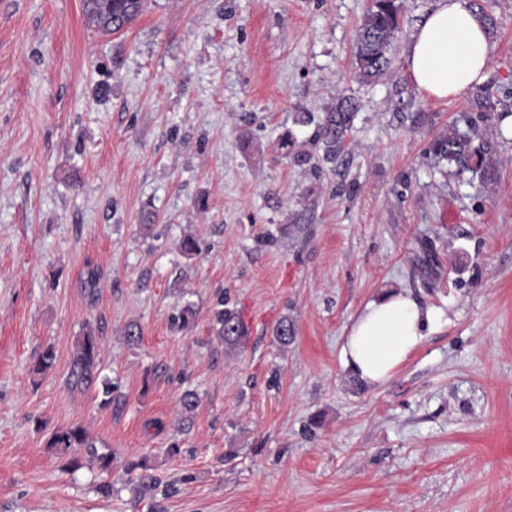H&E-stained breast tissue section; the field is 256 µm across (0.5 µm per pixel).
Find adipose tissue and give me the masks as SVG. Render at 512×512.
I'll use <instances>...</instances> for the list:
<instances>
[{
  "label": "adipose tissue",
  "mask_w": 512,
  "mask_h": 512,
  "mask_svg": "<svg viewBox=\"0 0 512 512\" xmlns=\"http://www.w3.org/2000/svg\"><path fill=\"white\" fill-rule=\"evenodd\" d=\"M491 43L470 0H438L417 25L407 51L418 90L444 99H465L486 81ZM439 313L409 292L391 290L367 301L352 317L340 358L346 370L368 385L390 380L437 325Z\"/></svg>",
  "instance_id": "1"
}]
</instances>
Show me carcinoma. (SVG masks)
<instances>
[{
  "label": "carcinoma",
  "mask_w": 512,
  "mask_h": 512,
  "mask_svg": "<svg viewBox=\"0 0 512 512\" xmlns=\"http://www.w3.org/2000/svg\"><path fill=\"white\" fill-rule=\"evenodd\" d=\"M144 0H82L86 22L103 35L119 32L129 26L141 13ZM402 4L397 0H372L356 31V64L359 75L371 80L385 74L389 65L391 41L399 28ZM356 104L349 98L338 100L336 105L324 113L316 125L309 147L292 154L294 164L305 166L314 158V151H323V160L331 162L344 147L345 137L352 126ZM427 156L436 166L456 168L457 172L480 170L483 174L494 168L496 159L487 152L473 147V138L455 128L435 136L429 143ZM212 328L215 335L224 342L228 351H234L244 344L249 329L238 310L222 308L214 313ZM273 335L283 345L295 337L294 323L284 318L273 328ZM55 362V352L50 346L43 348L35 362V370L44 373ZM67 382L75 388H90L100 384L105 402L112 401V382L100 378V347L92 331H87L77 341L70 365ZM52 447L93 448L85 430L69 428L56 433Z\"/></svg>",
  "instance_id": "cac0c4a2"
}]
</instances>
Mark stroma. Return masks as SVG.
I'll return each instance as SVG.
<instances>
[{
  "mask_svg": "<svg viewBox=\"0 0 512 512\" xmlns=\"http://www.w3.org/2000/svg\"><path fill=\"white\" fill-rule=\"evenodd\" d=\"M402 3L368 81L370 0H146L111 35L82 0H0V512H512V140L477 91L417 90L406 49L435 0ZM471 3L496 22L484 86L512 112V0ZM343 97V151L293 165L283 136L304 143L299 116ZM452 124L476 126L492 177L433 173ZM399 288L442 321L387 383L357 384L346 328ZM223 302L251 331L233 352ZM88 330L108 404L66 385ZM77 425L96 457L48 448ZM402 7L396 0H372L355 38L356 64L363 78H378L387 71L391 41L399 28Z\"/></svg>",
  "mask_w": 512,
  "mask_h": 512,
  "instance_id": "1",
  "label": "stroma"
}]
</instances>
